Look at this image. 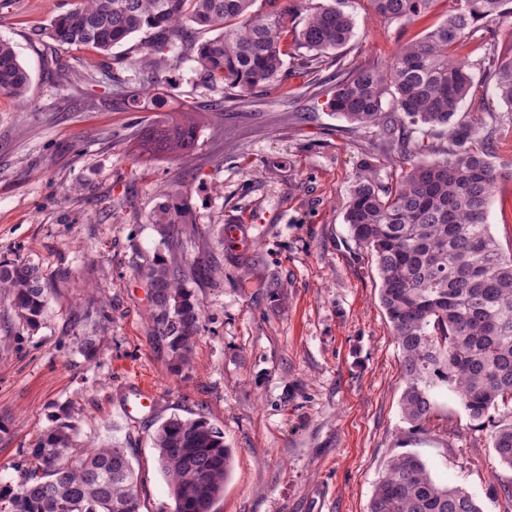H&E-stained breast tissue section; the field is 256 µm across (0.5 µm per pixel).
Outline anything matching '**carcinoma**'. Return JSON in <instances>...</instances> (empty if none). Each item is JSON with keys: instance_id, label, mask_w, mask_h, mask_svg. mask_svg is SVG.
<instances>
[{"instance_id": "carcinoma-1", "label": "carcinoma", "mask_w": 512, "mask_h": 512, "mask_svg": "<svg viewBox=\"0 0 512 512\" xmlns=\"http://www.w3.org/2000/svg\"><path fill=\"white\" fill-rule=\"evenodd\" d=\"M387 23L401 27L424 17L435 0H368ZM446 20L421 39L399 46L385 68L336 70L328 109L356 127L374 128L387 151L409 153L403 119L441 127L458 150L443 159L401 167L384 181L378 165L356 172L344 222L357 248L374 259L379 303L400 353L404 419L422 428L437 408V393L451 389L469 419L489 427L500 464L512 469V248L504 249L487 222L498 182L512 166L495 161L494 141L473 144V126L456 123L473 86L455 49L479 24L512 20V0H454ZM304 16L300 29L293 19ZM217 35L201 41L198 31ZM149 35L153 53L129 64L126 83L148 89L167 69L196 63L197 84L238 90L236 99L280 86L286 58L316 72L321 58L354 35L350 14L316 0H77L49 26L34 31L40 43L91 47L103 55L131 36ZM495 94L512 108V56L494 51ZM30 75L10 41L0 39V93L24 96ZM392 92L395 108L382 101ZM194 107L172 111L137 136L145 160H183L197 142ZM154 223L163 242L174 225L200 233L179 187L165 193ZM197 263L185 271L162 261L142 277L150 288L153 339L166 347L176 368L190 363L204 313L184 279L210 275ZM0 293L20 323L37 328L49 304L39 267L28 260H0ZM76 427L60 423L28 449L15 480H0V512H137L138 478L128 449L114 443L77 448ZM174 512H213L224 495L233 463L224 432L204 417L174 415L153 436ZM368 512H482L475 496L433 476L417 454L402 452L387 463Z\"/></svg>"}]
</instances>
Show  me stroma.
Wrapping results in <instances>:
<instances>
[{
	"label": "stroma",
	"mask_w": 512,
	"mask_h": 512,
	"mask_svg": "<svg viewBox=\"0 0 512 512\" xmlns=\"http://www.w3.org/2000/svg\"><path fill=\"white\" fill-rule=\"evenodd\" d=\"M75 2L0 0V38L30 75L23 97L0 94V259L34 260L53 290L33 330L0 297V478H16L43 431L69 422L79 444L130 448L139 512H174L152 436L170 415H201L233 450L214 512H368L386 463L402 452L474 494L482 512H504L497 489L512 483V469L498 463L487 430L472 426L454 393H439L424 430L402 417L400 354L375 263L343 220L365 159L385 177L398 166L378 135L332 114L327 93L312 91L337 64L389 65L399 45L447 18L452 0H435L405 27L382 21L368 0H337L353 15L355 36L326 55L320 72L296 75L289 60L286 88L238 104L224 90L197 86L186 62L163 72L134 112L112 86L147 54L143 35L107 56L34 40L35 29ZM488 39L512 55L506 24L478 31L460 50L473 88L456 119L481 132L505 130L496 156L507 163L512 108L493 94L481 62ZM157 94L200 113L223 99L230 138L205 120L191 162L138 159L135 136L158 120ZM174 185L207 232L167 245L153 217ZM488 222L512 244V181L496 188ZM228 224L242 235L222 237ZM161 258L219 262L211 278L193 284L205 322L179 372L152 340L150 291L140 276ZM274 287L282 300L272 299ZM86 310L103 314L90 356L75 321ZM136 384L151 387L159 406L129 423L119 405Z\"/></svg>",
	"instance_id": "1"
}]
</instances>
